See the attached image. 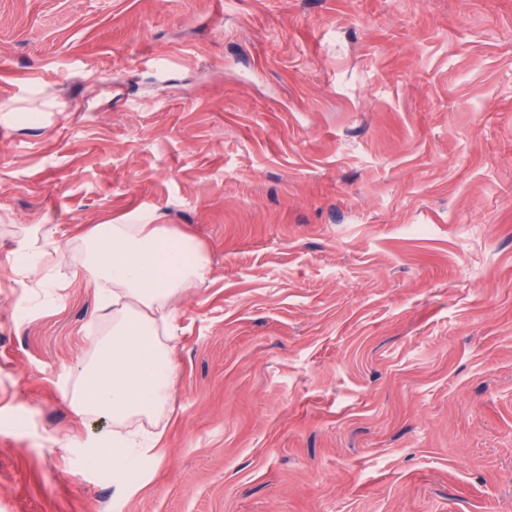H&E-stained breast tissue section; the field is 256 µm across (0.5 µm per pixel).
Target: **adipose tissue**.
Returning <instances> with one entry per match:
<instances>
[{
	"label": "adipose tissue",
	"mask_w": 512,
	"mask_h": 512,
	"mask_svg": "<svg viewBox=\"0 0 512 512\" xmlns=\"http://www.w3.org/2000/svg\"><path fill=\"white\" fill-rule=\"evenodd\" d=\"M81 243L80 270L108 331L95 359L80 367L70 404L95 427L87 447H113L114 460L127 461L139 446L133 420L161 414L179 376L155 316L176 320L175 299L207 281L210 259L190 234L167 224H97Z\"/></svg>",
	"instance_id": "adipose-tissue-1"
}]
</instances>
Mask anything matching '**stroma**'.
I'll list each match as a JSON object with an SVG mask.
<instances>
[{"instance_id": "1", "label": "stroma", "mask_w": 512, "mask_h": 512, "mask_svg": "<svg viewBox=\"0 0 512 512\" xmlns=\"http://www.w3.org/2000/svg\"><path fill=\"white\" fill-rule=\"evenodd\" d=\"M142 221L211 272L108 481L70 274ZM0 512H512V0H0Z\"/></svg>"}]
</instances>
